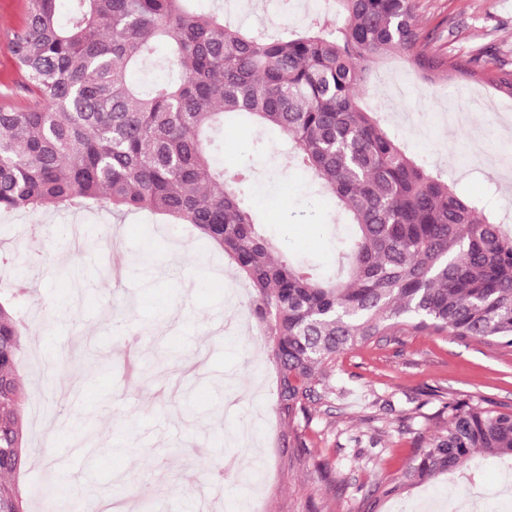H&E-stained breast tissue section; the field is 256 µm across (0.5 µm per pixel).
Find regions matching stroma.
Here are the masks:
<instances>
[{
	"label": "stroma",
	"mask_w": 512,
	"mask_h": 512,
	"mask_svg": "<svg viewBox=\"0 0 512 512\" xmlns=\"http://www.w3.org/2000/svg\"><path fill=\"white\" fill-rule=\"evenodd\" d=\"M427 27H439L437 48L451 56L481 53L489 70H512V0H419ZM323 6L322 0H201L207 12L220 7L236 26L255 29L299 27ZM23 19V0H0V94L15 87L17 67L9 46ZM404 108L415 125H396L376 89L364 97L384 126L419 155L430 170L443 172L467 195L492 212L512 214V179L471 159L467 126L443 122L448 111L471 113L484 131L491 155L512 159V134L477 94L485 84L458 80L421 83L410 73ZM277 139L249 130L230 134L224 160L258 168L270 192L253 196L269 233L286 251L331 270L340 234L323 224V204L297 173L284 174L276 160ZM84 226L85 244L72 245L73 222ZM188 228L163 224L143 214L115 221L106 205L83 212L51 208L38 214L0 217V252L17 253L33 305L42 319L28 352L43 350L40 385L29 388L48 417L38 435L39 455L31 459L25 483L33 500L48 504L74 495L76 467L67 482L45 477L63 455L69 435L58 420L84 422L90 412L110 416L112 428L95 479L119 484L130 512L143 499L164 501L166 512H198L197 494L206 492L218 512H357L362 492L399 474L416 437H430L448 422L443 401L485 399L512 407V350L452 336L419 334L383 338L343 354L330 374L332 394L322 397L310 424L303 426L313 452L309 464L289 467L278 447L282 427L275 409L274 372L254 326L239 322L249 288L211 252L184 264ZM111 362L112 376L81 380L79 397L64 399L56 378L65 358L84 351ZM226 380L216 395L211 380ZM192 384L193 414H178V390ZM227 468L224 481L210 472ZM477 484L448 476L405 492L394 504L418 512L433 505L446 512L448 499L475 502L478 512H512V495L502 491L498 459L484 458Z\"/></svg>",
	"instance_id": "1"
}]
</instances>
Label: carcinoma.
<instances>
[{
    "label": "carcinoma",
    "instance_id": "cac0c4a2",
    "mask_svg": "<svg viewBox=\"0 0 512 512\" xmlns=\"http://www.w3.org/2000/svg\"><path fill=\"white\" fill-rule=\"evenodd\" d=\"M25 0L10 52L26 101L0 107V214L47 206L112 216L147 213L186 224L224 254L250 288L251 315L276 375V408L293 430L331 389L328 369L379 336L430 333L512 348V225L460 193L365 109L375 66L403 57L435 83L490 82L512 98V70L433 46L416 0H336L300 30L245 32L199 0ZM160 44L167 54H157ZM168 77L148 84L133 72ZM279 136L282 171L298 172L327 203L328 223L351 232L321 272L281 254L249 199L250 165L219 164L224 132ZM23 277L0 292V512H29L28 390L20 368L29 328ZM84 356L64 376L98 370ZM448 425L416 439L400 474L359 512H376L409 485L441 475L473 483L475 452L512 462V408L484 400L444 405ZM290 462L311 454L294 435Z\"/></svg>",
    "mask_w": 512,
    "mask_h": 512
}]
</instances>
